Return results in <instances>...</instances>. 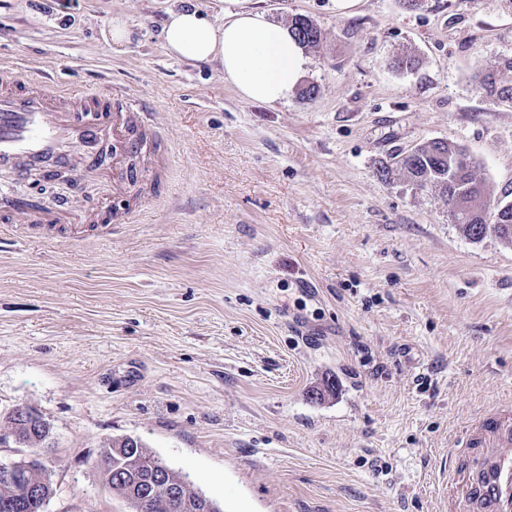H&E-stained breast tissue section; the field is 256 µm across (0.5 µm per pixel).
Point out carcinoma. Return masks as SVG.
<instances>
[{"label": "carcinoma", "mask_w": 512, "mask_h": 512, "mask_svg": "<svg viewBox=\"0 0 512 512\" xmlns=\"http://www.w3.org/2000/svg\"><path fill=\"white\" fill-rule=\"evenodd\" d=\"M289 30L296 41L306 50L316 51L321 47V33L313 22L302 15L292 18ZM512 71V57L499 59L497 65L485 71L480 78V87L486 94L501 102H512V84H506L498 78V72ZM474 162L469 155L454 144L432 143L420 148L412 161L403 165H389L383 161L377 172L380 177L389 179L398 171L412 181L419 189H436L448 199V207L462 209L461 232L472 240H479L494 230L500 238L512 243V225L502 220L507 214L500 213L499 207H491L493 190L484 182L476 179ZM9 427L19 436L21 445L33 450L42 447L50 438L51 432H43L29 425V422L7 417ZM129 438L112 440V456L102 449L96 466L112 494L123 499L130 512H178L162 495L156 493L145 500L140 495L146 483L162 461L152 455L145 446L129 452ZM168 479L181 486L183 499L193 505L201 495L191 488L186 477L168 469ZM0 512H34L30 503L20 497L10 483L0 480Z\"/></svg>", "instance_id": "carcinoma-1"}]
</instances>
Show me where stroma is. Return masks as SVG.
Returning a JSON list of instances; mask_svg holds the SVG:
<instances>
[{
    "instance_id": "1",
    "label": "stroma",
    "mask_w": 512,
    "mask_h": 512,
    "mask_svg": "<svg viewBox=\"0 0 512 512\" xmlns=\"http://www.w3.org/2000/svg\"><path fill=\"white\" fill-rule=\"evenodd\" d=\"M243 5L321 32L284 102L165 51L168 11L223 0H0V62L131 93L158 142L122 193L106 164L62 195L127 223L0 238V425L49 423L46 512H129L94 466L121 437L223 512H445L449 449L512 402V245L376 167L445 140L512 195V104L476 80L512 57V0Z\"/></svg>"
}]
</instances>
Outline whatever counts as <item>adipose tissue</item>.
<instances>
[{"instance_id": "1", "label": "adipose tissue", "mask_w": 512, "mask_h": 512, "mask_svg": "<svg viewBox=\"0 0 512 512\" xmlns=\"http://www.w3.org/2000/svg\"><path fill=\"white\" fill-rule=\"evenodd\" d=\"M224 2L220 24L194 7L169 11L163 28L166 52L218 62L225 80L245 99L267 104L288 99L303 73L302 47L263 13L239 8V0Z\"/></svg>"}]
</instances>
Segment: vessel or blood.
Wrapping results in <instances>:
<instances>
[{
	"instance_id": "b4317fda",
	"label": "vessel or blood",
	"mask_w": 512,
	"mask_h": 512,
	"mask_svg": "<svg viewBox=\"0 0 512 512\" xmlns=\"http://www.w3.org/2000/svg\"><path fill=\"white\" fill-rule=\"evenodd\" d=\"M153 126L131 96L113 106L108 93L40 82L0 90V163L32 159L75 140L86 150L112 145L113 159L148 145ZM465 447L448 453V512H512V408L472 420Z\"/></svg>"
}]
</instances>
